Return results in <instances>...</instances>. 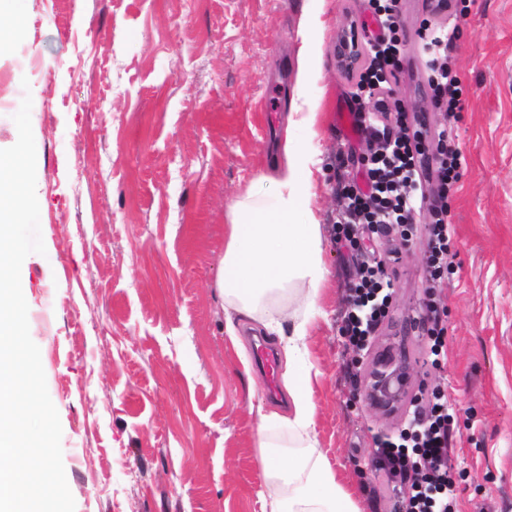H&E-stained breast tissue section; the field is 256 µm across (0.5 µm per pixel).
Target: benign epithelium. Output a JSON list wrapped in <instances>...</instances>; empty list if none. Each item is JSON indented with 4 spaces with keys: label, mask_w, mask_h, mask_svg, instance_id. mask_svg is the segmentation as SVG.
<instances>
[{
    "label": "benign epithelium",
    "mask_w": 512,
    "mask_h": 512,
    "mask_svg": "<svg viewBox=\"0 0 512 512\" xmlns=\"http://www.w3.org/2000/svg\"><path fill=\"white\" fill-rule=\"evenodd\" d=\"M343 43L347 54L341 69L352 73L364 65L365 51L357 36L352 38L346 33ZM362 366L360 396L365 404L384 418L404 413L416 398L412 367L404 354L395 353L389 346H379L369 351Z\"/></svg>",
    "instance_id": "benign-epithelium-1"
}]
</instances>
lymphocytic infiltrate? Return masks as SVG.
Listing matches in <instances>:
<instances>
[{
    "instance_id": "1",
    "label": "lymphocytic infiltrate",
    "mask_w": 512,
    "mask_h": 512,
    "mask_svg": "<svg viewBox=\"0 0 512 512\" xmlns=\"http://www.w3.org/2000/svg\"><path fill=\"white\" fill-rule=\"evenodd\" d=\"M379 20L385 32L371 51V62L363 85L376 88L386 83L387 74L400 51L391 39L401 13V0H381ZM456 36L445 27L427 35L425 47L432 63L426 80L436 103L447 112L463 108L461 88L447 62L446 51ZM357 135L372 149L363 158L369 182L368 191L356 184L342 183L337 192L346 201L338 217L350 234L366 228H388L411 223L421 212L430 215L427 271L432 284H439L448 266V252L454 227L449 218L447 198L457 182L461 155L450 151L440 159L438 186H430L420 158L425 150L419 138L418 124L404 126L392 134L386 116H375L362 107L352 110ZM391 283L382 265H368L349 287L348 308L343 331L352 344H363L384 317L391 295ZM454 415L448 397L434 391L426 411H413L408 430L399 438L377 439L375 462L378 469L408 489L403 512H452L456 486L448 473V452L453 436Z\"/></svg>"
}]
</instances>
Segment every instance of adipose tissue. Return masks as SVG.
I'll return each instance as SVG.
<instances>
[{
	"instance_id": "1",
	"label": "adipose tissue",
	"mask_w": 512,
	"mask_h": 512,
	"mask_svg": "<svg viewBox=\"0 0 512 512\" xmlns=\"http://www.w3.org/2000/svg\"><path fill=\"white\" fill-rule=\"evenodd\" d=\"M315 115L288 116L284 166L270 193L231 200L218 288L225 314L255 320L279 336L294 372L285 377L292 408L288 415L258 413L256 429L266 484L262 512H354L348 494L318 448L309 394L306 336L318 313L319 291L329 271L323 259L321 226L309 193L312 154L304 140L316 136ZM288 432V453H274L277 430Z\"/></svg>"
}]
</instances>
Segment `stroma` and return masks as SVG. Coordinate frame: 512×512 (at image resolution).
<instances>
[{"instance_id":"35a3bbf8","label":"stroma","mask_w":512,"mask_h":512,"mask_svg":"<svg viewBox=\"0 0 512 512\" xmlns=\"http://www.w3.org/2000/svg\"><path fill=\"white\" fill-rule=\"evenodd\" d=\"M0 54V149L31 96L44 254L21 286L32 340L62 428L75 512H262L265 483L250 406L288 412L253 366L258 340L241 319L228 335L216 282L228 199L271 192L293 102L311 100L317 136L313 208L328 279L306 344L318 447L358 512H395L398 492L372 460L383 418L359 399L360 351L341 333L345 278L385 258L382 235L341 247L338 174L362 182L364 141L339 127L354 80L334 47L353 26L378 27L369 0H23ZM426 0H404L403 52L390 98L451 121L462 166L448 197L455 236L441 297L446 357L433 367L427 327V219L416 216L391 273L378 342L400 343L419 397L454 408L455 512H512V0H457L450 56L463 108L430 104L419 33ZM320 26H313V19ZM311 53L297 84L301 29Z\"/></svg>"}]
</instances>
